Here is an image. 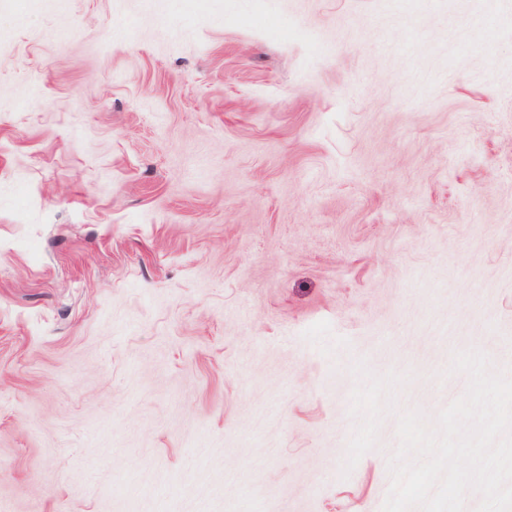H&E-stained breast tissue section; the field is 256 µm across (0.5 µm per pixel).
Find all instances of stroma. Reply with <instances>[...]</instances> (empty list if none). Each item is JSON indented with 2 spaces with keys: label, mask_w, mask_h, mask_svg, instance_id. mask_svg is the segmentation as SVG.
Instances as JSON below:
<instances>
[{
  "label": "stroma",
  "mask_w": 512,
  "mask_h": 512,
  "mask_svg": "<svg viewBox=\"0 0 512 512\" xmlns=\"http://www.w3.org/2000/svg\"><path fill=\"white\" fill-rule=\"evenodd\" d=\"M512 376V0H0V512H382L351 366Z\"/></svg>",
  "instance_id": "stroma-1"
}]
</instances>
